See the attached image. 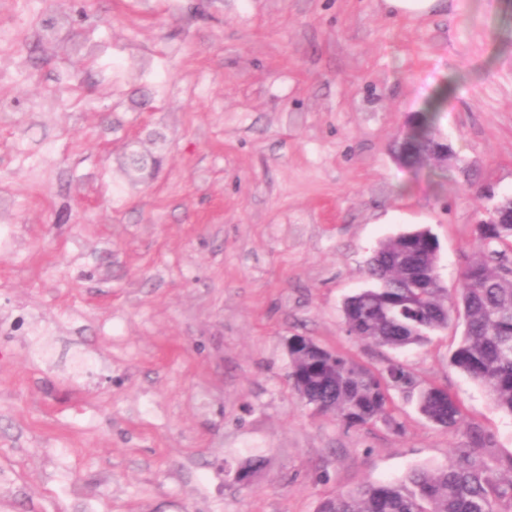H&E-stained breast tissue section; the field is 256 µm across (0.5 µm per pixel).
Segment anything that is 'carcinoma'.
<instances>
[{"label": "carcinoma", "instance_id": "obj_1", "mask_svg": "<svg viewBox=\"0 0 512 512\" xmlns=\"http://www.w3.org/2000/svg\"><path fill=\"white\" fill-rule=\"evenodd\" d=\"M408 136L422 149L437 138L433 113H416ZM476 229L481 243L452 295L441 285L439 246L429 231L383 242L368 263L378 286L345 302L346 331L398 349L425 341L463 312L464 337L450 362L481 383L497 408L511 414L512 223L479 224ZM288 357L289 378L299 398L350 428L377 420L398 427L389 410L392 389L417 395L419 412L438 426L453 428L462 421L458 402L445 389L420 385L398 362L372 371L305 336L288 342ZM470 435L472 446L455 449L446 464L415 468L400 481L340 492L322 501L318 512H512V456L504 462L509 472L505 480L488 463L492 440L477 428Z\"/></svg>", "mask_w": 512, "mask_h": 512}]
</instances>
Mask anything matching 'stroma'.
<instances>
[{"mask_svg":"<svg viewBox=\"0 0 512 512\" xmlns=\"http://www.w3.org/2000/svg\"><path fill=\"white\" fill-rule=\"evenodd\" d=\"M435 97L452 153L404 168ZM486 190L512 194V0H0V512H317L473 426L512 455V414L449 363L463 320L392 350L343 313L406 232L455 288ZM295 336L401 361L463 425L397 391L398 432L316 413ZM387 10L394 13L410 16L423 17L430 15L438 6L440 0H384Z\"/></svg>","mask_w":512,"mask_h":512,"instance_id":"1","label":"stroma"}]
</instances>
